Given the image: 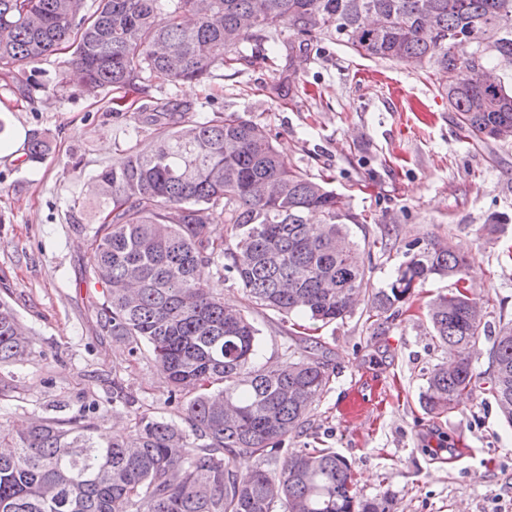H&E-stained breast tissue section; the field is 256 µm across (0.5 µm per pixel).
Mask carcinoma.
I'll return each instance as SVG.
<instances>
[{"mask_svg": "<svg viewBox=\"0 0 512 512\" xmlns=\"http://www.w3.org/2000/svg\"><path fill=\"white\" fill-rule=\"evenodd\" d=\"M0 0V70L21 93L23 66L72 42L65 83L89 94L159 80L205 81L234 70L242 47H275L283 32L336 38L355 54L445 79L448 111L483 140H512V0ZM170 101L126 130L134 141L93 180L103 197L88 240L86 278L106 288L97 309L107 335L147 352L170 385L179 419L151 416L112 382L133 414L123 438L98 434L104 404L72 419L0 426V512H393L386 495L357 492L351 464L329 448H286L328 391L319 338L257 366L252 315L343 321L358 297L378 318L411 306L433 277L455 290L426 304L433 336L453 357L420 396L434 418L476 387L473 354L482 303L459 282L468 259L437 239L404 253L386 288H370L351 224L366 219L326 182L291 166L270 131L238 112L185 119ZM156 127L147 144L140 124ZM47 139L28 146L40 163ZM224 223L226 234L214 232ZM241 285L224 305L206 281ZM488 391L512 424V322L490 337ZM34 355L29 331L0 300V366ZM207 280L208 283L219 289V293L224 297V303L232 305H241V303H243V292L240 285L231 279L224 282H218V275L216 274L214 266L209 268Z\"/></svg>", "mask_w": 512, "mask_h": 512, "instance_id": "cac0c4a2", "label": "carcinoma"}]
</instances>
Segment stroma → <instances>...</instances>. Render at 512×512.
<instances>
[{
    "label": "stroma",
    "instance_id": "stroma-1",
    "mask_svg": "<svg viewBox=\"0 0 512 512\" xmlns=\"http://www.w3.org/2000/svg\"><path fill=\"white\" fill-rule=\"evenodd\" d=\"M71 49L27 65L39 88L21 95L0 79V119L51 140L40 163L0 161V299L32 331L34 357L0 368V425L78 413L90 398L109 405L101 430L126 434L132 421L112 402L121 380L140 409L170 415L159 367L129 355L101 331V288L89 285L86 244L96 226L97 170L123 156L125 130L143 105L167 99L206 110L236 111L267 125L290 164L330 183L367 215L350 227L364 251L369 285L391 281L408 246L431 238L470 259L468 282L482 299V328L512 321V142L461 132L448 110L442 76L360 58L333 39L281 38L276 51H254L237 71H215L204 83L154 81L126 93L90 96L62 86ZM404 91L388 96V83ZM61 95H52L54 86ZM501 222L497 236L485 230ZM432 278L411 308L382 325L366 304L319 334L330 351L332 381L291 448H331L352 465L357 489L386 494L394 512H512V427L485 382L458 409L436 419L419 397L429 372L448 358L435 339L425 304L453 290ZM257 364L284 361L293 328L270 311L255 314ZM367 403L348 421L341 406L352 391ZM446 451H435L438 439Z\"/></svg>",
    "mask_w": 512,
    "mask_h": 512
}]
</instances>
